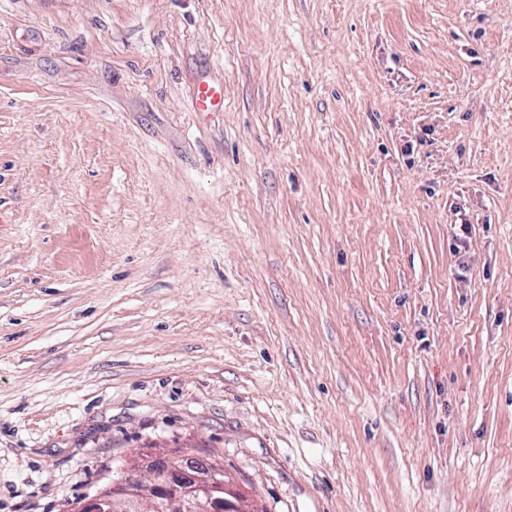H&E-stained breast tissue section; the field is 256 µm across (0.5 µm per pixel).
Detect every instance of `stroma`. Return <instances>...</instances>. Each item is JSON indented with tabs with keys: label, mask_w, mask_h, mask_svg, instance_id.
<instances>
[{
	"label": "stroma",
	"mask_w": 512,
	"mask_h": 512,
	"mask_svg": "<svg viewBox=\"0 0 512 512\" xmlns=\"http://www.w3.org/2000/svg\"><path fill=\"white\" fill-rule=\"evenodd\" d=\"M151 447L512 512V0H0V512ZM197 109L210 112L224 106V87L209 80H201L195 90Z\"/></svg>",
	"instance_id": "35a3bbf8"
}]
</instances>
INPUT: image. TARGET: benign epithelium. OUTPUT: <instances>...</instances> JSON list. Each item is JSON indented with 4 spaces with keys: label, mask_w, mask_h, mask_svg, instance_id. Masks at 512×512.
I'll use <instances>...</instances> for the list:
<instances>
[{
    "label": "benign epithelium",
    "mask_w": 512,
    "mask_h": 512,
    "mask_svg": "<svg viewBox=\"0 0 512 512\" xmlns=\"http://www.w3.org/2000/svg\"><path fill=\"white\" fill-rule=\"evenodd\" d=\"M191 454L152 448L145 453V463H135L130 474L110 486L105 497L94 496L83 502L80 512H140V505L150 500L156 512L164 504L175 512H184L191 502L194 512H249L246 498L224 481V467L214 459L198 458L184 463Z\"/></svg>",
    "instance_id": "7a95c632"
}]
</instances>
